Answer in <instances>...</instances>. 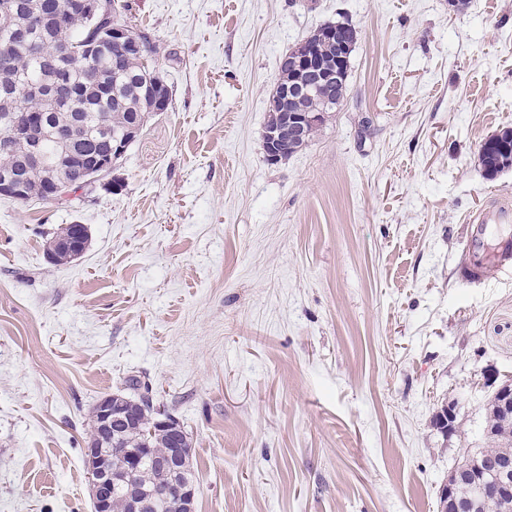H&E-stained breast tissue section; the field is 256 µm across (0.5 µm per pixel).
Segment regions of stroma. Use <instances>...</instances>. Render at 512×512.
<instances>
[{"label":"stroma","instance_id":"stroma-1","mask_svg":"<svg viewBox=\"0 0 512 512\" xmlns=\"http://www.w3.org/2000/svg\"><path fill=\"white\" fill-rule=\"evenodd\" d=\"M172 102L76 205L0 197V512H94L84 448L128 376L192 440L196 512H440L512 377V269L466 271L512 198V0H127ZM360 31L347 96L275 165L279 60ZM89 246L53 263L49 239ZM456 430H437L442 407ZM496 137V140H492ZM486 149L480 147V158L484 169L491 174L498 173L512 167V130L504 131L487 139ZM469 250L473 270H478L486 243L487 224H511L512 204L509 202H492L474 216L470 222ZM89 241V229L84 224H67L57 240V245L67 248L73 260L80 258Z\"/></svg>","mask_w":512,"mask_h":512}]
</instances>
